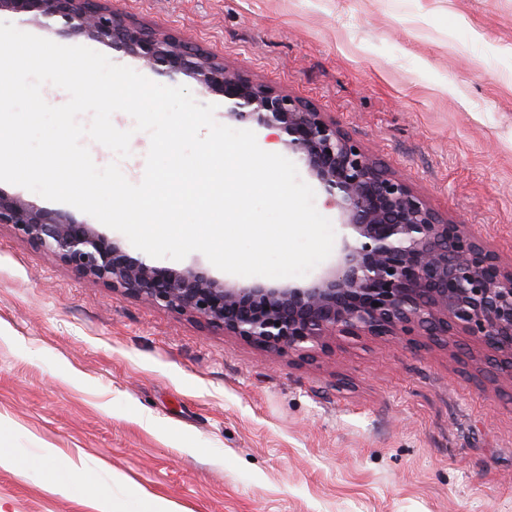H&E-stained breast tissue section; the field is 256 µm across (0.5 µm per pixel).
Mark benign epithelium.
Returning <instances> with one entry per match:
<instances>
[{"label": "benign epithelium", "mask_w": 512, "mask_h": 512, "mask_svg": "<svg viewBox=\"0 0 512 512\" xmlns=\"http://www.w3.org/2000/svg\"><path fill=\"white\" fill-rule=\"evenodd\" d=\"M2 12L122 48L172 80L190 77L224 98V117L285 133L288 151L338 210L343 234L335 261L311 282L264 285L155 265L88 224L1 192L0 224L82 277L264 350L305 355L332 336H469L512 377V261L429 207L323 113L104 0H0Z\"/></svg>", "instance_id": "7a95c632"}]
</instances>
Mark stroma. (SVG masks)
Instances as JSON below:
<instances>
[{"instance_id": "35a3bbf8", "label": "stroma", "mask_w": 512, "mask_h": 512, "mask_svg": "<svg viewBox=\"0 0 512 512\" xmlns=\"http://www.w3.org/2000/svg\"><path fill=\"white\" fill-rule=\"evenodd\" d=\"M112 6L325 113L512 256V0ZM149 144L87 147L136 184ZM0 446V512H97L106 495L137 512V489L172 512H512V377L467 336L266 351L0 224Z\"/></svg>"}]
</instances>
